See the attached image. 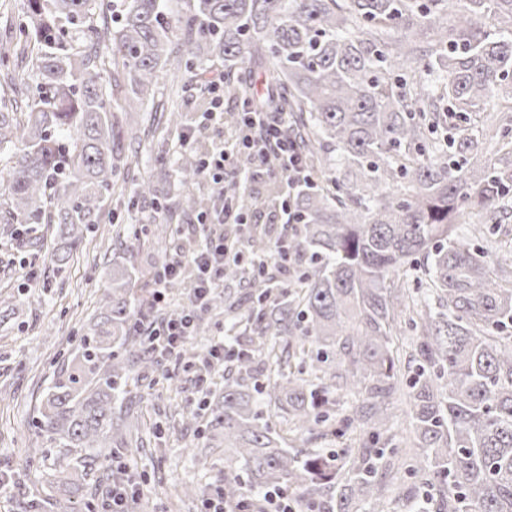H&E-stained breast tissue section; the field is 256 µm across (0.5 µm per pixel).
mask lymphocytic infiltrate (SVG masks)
I'll return each mask as SVG.
<instances>
[{"instance_id":"f902f5d3","label":"lymphocytic infiltrate","mask_w":512,"mask_h":512,"mask_svg":"<svg viewBox=\"0 0 512 512\" xmlns=\"http://www.w3.org/2000/svg\"><path fill=\"white\" fill-rule=\"evenodd\" d=\"M288 117L283 112H256L250 109L239 114L235 144L237 153L218 146L204 158L201 173L213 187H220L235 169L237 154L251 157L255 177L271 173L281 181L295 186L307 178L301 154L289 140L285 128ZM275 166H268V159ZM254 210H244L232 202H224L214 212L198 216L196 224L204 232V239L194 251L178 252L165 258L155 276L154 302H162L165 286L181 276L185 266H193L196 278L185 306L171 313L163 327L157 328L161 342L157 352L174 354L192 334L196 310L206 304L213 292L224 285V266L228 262H242L254 269L265 270L270 258H277L282 268H290L292 258L287 239L276 242L274 256L252 254L244 250L243 241L253 224Z\"/></svg>"}]
</instances>
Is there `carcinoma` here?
<instances>
[{
    "label": "carcinoma",
    "mask_w": 512,
    "mask_h": 512,
    "mask_svg": "<svg viewBox=\"0 0 512 512\" xmlns=\"http://www.w3.org/2000/svg\"><path fill=\"white\" fill-rule=\"evenodd\" d=\"M205 61L224 66L228 94L234 72L263 70L258 105L288 113L311 175L288 196V251L306 267L255 280L230 262L224 281L252 291L210 299L266 342L226 358L235 377L202 401L204 447L224 449L225 499L275 489L310 512H379L404 495L407 465L428 487L416 512H512V252L471 244L512 220V0H24L0 41L3 233L53 234L47 272H64L125 191L158 198L125 149L140 131L160 148L157 171L173 163L181 186L156 218L216 207L197 191L205 133L169 159L179 90L156 100L181 73L209 103ZM488 140L497 150L484 160ZM223 194L260 203L236 178ZM472 215L469 237L458 226ZM115 236L128 259L40 401V445L16 462L41 488L33 512H92L112 449L149 444L134 411H114L143 398L129 384L162 369L129 302L140 238ZM273 238L254 225L251 251ZM403 324L414 336L405 361L393 347ZM404 382L401 457L376 444L395 437L383 407ZM343 393L359 400L341 429L331 421ZM264 405L303 434L358 429L361 446L290 448L260 422Z\"/></svg>",
    "instance_id": "cac0c4a2"
}]
</instances>
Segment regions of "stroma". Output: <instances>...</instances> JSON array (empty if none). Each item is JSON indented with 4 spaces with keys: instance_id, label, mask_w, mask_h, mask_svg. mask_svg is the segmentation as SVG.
I'll list each match as a JSON object with an SVG mask.
<instances>
[{
    "instance_id": "stroma-1",
    "label": "stroma",
    "mask_w": 512,
    "mask_h": 512,
    "mask_svg": "<svg viewBox=\"0 0 512 512\" xmlns=\"http://www.w3.org/2000/svg\"><path fill=\"white\" fill-rule=\"evenodd\" d=\"M234 104V98H226L223 119L206 124L197 100L188 99L184 124L206 125L211 145L231 141L236 127ZM193 240L188 231L162 239L156 225H148L137 255L135 308L148 305L161 261L177 243ZM52 249L49 239L32 246L11 237L0 238V303L7 301L13 307L8 323L0 327V470L5 472L10 471L19 450L34 440L39 402L64 359L78 346L109 285L106 254L120 251L111 224L99 225L88 234L84 247L73 254L63 277L48 280L43 272ZM169 374V380L155 385V399L137 407L146 431L163 426L156 444L140 455L124 448L113 451L115 459L135 474L140 493L133 512H201L197 505L176 508V487L191 479L212 487L220 480L217 471L198 468L188 455V447L202 445L196 433L166 430L171 415L167 399L193 391L195 372L173 367Z\"/></svg>"
}]
</instances>
